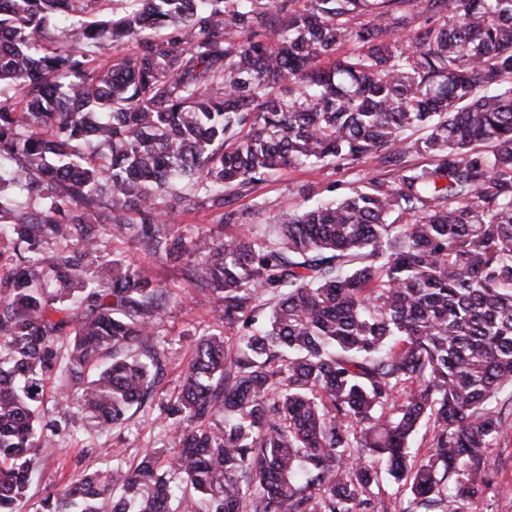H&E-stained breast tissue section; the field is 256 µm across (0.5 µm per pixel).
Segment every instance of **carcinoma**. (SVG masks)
<instances>
[{"label":"carcinoma","mask_w":512,"mask_h":512,"mask_svg":"<svg viewBox=\"0 0 512 512\" xmlns=\"http://www.w3.org/2000/svg\"><path fill=\"white\" fill-rule=\"evenodd\" d=\"M112 2L0 0V224L74 245L0 277V512L54 446L58 360L59 401L103 429L172 360L167 291L98 261L96 224L203 255L191 282L224 329L159 406L168 446L113 451L41 512H379L383 473L403 512H466L512 428V0ZM368 159L366 189L268 239L187 243L168 220L170 198L222 209L283 168Z\"/></svg>","instance_id":"1"}]
</instances>
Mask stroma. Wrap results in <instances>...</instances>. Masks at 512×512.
Listing matches in <instances>:
<instances>
[{"mask_svg":"<svg viewBox=\"0 0 512 512\" xmlns=\"http://www.w3.org/2000/svg\"><path fill=\"white\" fill-rule=\"evenodd\" d=\"M375 172L376 163L372 160L362 163L355 174L330 165L305 170L286 168L248 194L233 197L232 206L245 214L242 232L258 236L276 215L305 206L307 196L325 197L328 184H335L337 193L342 194L352 187L356 176L370 177ZM220 216L219 210L178 202L173 206L170 221L182 227L186 239L204 235L220 238L224 235ZM99 245L102 260L149 264L156 280L168 289L170 298L160 329L173 360L152 393L153 408L137 411L122 426L99 430L79 407H70L71 431L61 439L59 450L41 463L30 498L20 512H38L41 499L71 475L109 465L113 449H124L125 460L131 465L145 451L167 445L166 426L158 417L156 405L179 391L199 331L219 324L216 306L197 303L185 262L158 263L138 243L113 237L107 224L100 227ZM489 462L496 472L495 485L471 504L469 512H512V437L505 446L491 449Z\"/></svg>","mask_w":512,"mask_h":512,"instance_id":"35a3bbf8","label":"stroma"}]
</instances>
